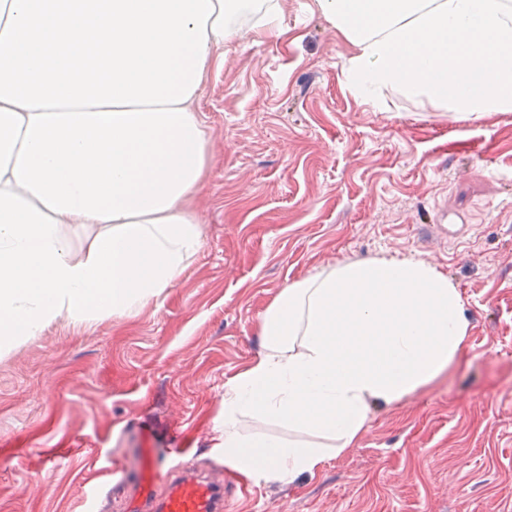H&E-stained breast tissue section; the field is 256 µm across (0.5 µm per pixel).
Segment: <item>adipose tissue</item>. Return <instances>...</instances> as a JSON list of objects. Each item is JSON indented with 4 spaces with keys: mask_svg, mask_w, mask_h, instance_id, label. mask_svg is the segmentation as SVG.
Returning a JSON list of instances; mask_svg holds the SVG:
<instances>
[{
    "mask_svg": "<svg viewBox=\"0 0 512 512\" xmlns=\"http://www.w3.org/2000/svg\"><path fill=\"white\" fill-rule=\"evenodd\" d=\"M357 95L423 98L456 119L512 112V0H315ZM266 0H0V341L61 315L124 316L200 251L190 203L208 136L194 103L214 52ZM65 224L96 228L75 255ZM458 288L419 260L353 261L288 284L261 352L224 390L225 465L295 482L354 447L462 354ZM297 439L248 438V421Z\"/></svg>",
    "mask_w": 512,
    "mask_h": 512,
    "instance_id": "1",
    "label": "adipose tissue"
}]
</instances>
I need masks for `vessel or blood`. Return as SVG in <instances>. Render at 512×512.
Instances as JSON below:
<instances>
[{"label":"vessel or blood","mask_w":512,"mask_h":512,"mask_svg":"<svg viewBox=\"0 0 512 512\" xmlns=\"http://www.w3.org/2000/svg\"><path fill=\"white\" fill-rule=\"evenodd\" d=\"M186 455L182 448H143L134 464L106 469L103 487L89 494L90 512H110L116 497L124 512H224L234 470L221 468L215 480L185 464Z\"/></svg>","instance_id":"vessel-or-blood-1"}]
</instances>
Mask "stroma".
Here are the masks:
<instances>
[{
    "instance_id": "35a3bbf8",
    "label": "stroma",
    "mask_w": 512,
    "mask_h": 512,
    "mask_svg": "<svg viewBox=\"0 0 512 512\" xmlns=\"http://www.w3.org/2000/svg\"><path fill=\"white\" fill-rule=\"evenodd\" d=\"M278 3L277 29L240 18L206 72L204 243L173 287L0 348V512H84L136 448L223 460L224 386L258 357L265 308L290 282L380 257L459 288L462 358L373 408L314 474L229 490L226 512H512V112L378 109L349 90L347 46L313 0ZM47 448L74 454L48 469Z\"/></svg>"
}]
</instances>
